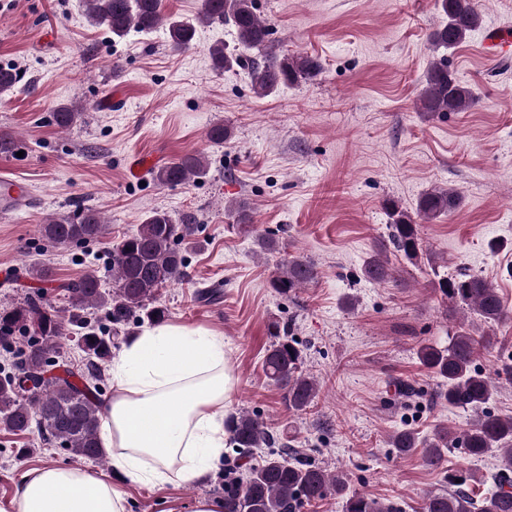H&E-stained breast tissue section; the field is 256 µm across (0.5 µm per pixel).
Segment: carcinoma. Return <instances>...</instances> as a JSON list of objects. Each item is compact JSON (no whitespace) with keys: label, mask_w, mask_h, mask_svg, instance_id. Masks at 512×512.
Returning a JSON list of instances; mask_svg holds the SVG:
<instances>
[{"label":"carcinoma","mask_w":512,"mask_h":512,"mask_svg":"<svg viewBox=\"0 0 512 512\" xmlns=\"http://www.w3.org/2000/svg\"><path fill=\"white\" fill-rule=\"evenodd\" d=\"M445 16L444 23L430 35L435 50H448L462 43L480 27L482 18L475 0H437ZM86 17L93 24H103L114 39L131 31L151 33L164 25L173 50L184 52L196 42L197 27L219 21L235 29L237 47L211 48L210 57L217 71L238 64L237 50H255L252 60V87L259 96L279 88L308 80L320 72L319 62L304 55L269 56L264 53L270 29L267 20L257 13L256 0H200L192 21L176 19L163 13L162 0H83ZM472 89L457 78L440 57L427 70L425 86L419 95V111L429 116L448 112H465L474 105ZM80 112L61 106L54 112L61 128L76 124ZM207 170L200 154H186L177 161L158 167L154 180L163 186L193 182ZM461 197L452 188H433L423 193L410 213L398 201L387 199L384 209L388 218V239L393 255L378 248L363 266L365 278L373 283L395 281L391 257L417 266L422 262L433 267L434 290L453 306H465L487 324L512 318L498 289L488 280L466 272L440 274L436 262L423 248L419 222H430L456 212ZM231 216L238 226L249 231L252 215L245 202L236 203ZM40 232L54 245H81L104 236L106 224L102 213L93 207L76 204L69 215L50 219L40 225ZM192 233V225L176 224L164 211H152L136 232L112 244V287L102 286L94 272L63 286L68 308L52 305L47 293L39 291L22 303L0 307V348L9 349L18 336L26 339L19 351V362L11 368L0 366V426L13 432L36 428L44 444L63 448L74 459L99 460L105 450L98 437L104 415L100 399L104 368L112 359L121 335L132 325L155 324L168 317V310L157 302L163 286L183 275L185 257L175 242ZM313 266L300 259L280 261L271 287L286 295L313 282ZM104 311L108 325L96 329L88 321L89 312ZM274 341L266 351L263 366L267 378L282 394L288 409L305 411L318 392L316 380L303 371L302 351L290 335L289 327L273 324ZM73 339L84 353L85 367L63 369L61 375H48L49 368L59 365L58 349L62 340ZM490 340L474 334L472 327L461 322L448 346L423 345L419 358L424 366L445 383L439 396L448 404L474 412L473 425L458 434L446 427L422 440L411 429H400L389 437L397 456H407L423 449L426 467L443 470L444 449L461 445L469 455L482 458L490 453L502 457L501 467L492 475L494 490L476 499L466 490L474 477L444 470L448 489L427 493L422 512H512V417H500L485 411V405L500 380L512 383V362L498 365L492 375L474 368ZM224 430L240 458L246 459L255 448H267L262 462L253 465L236 483H225L224 512H301V509L330 495H344V481L327 468L310 461L304 450L274 436L263 419L247 411L230 415ZM343 512H398L367 493L354 492L343 500Z\"/></svg>","instance_id":"cac0c4a2"}]
</instances>
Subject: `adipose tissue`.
Masks as SVG:
<instances>
[{
	"label": "adipose tissue",
	"instance_id": "1",
	"mask_svg": "<svg viewBox=\"0 0 512 512\" xmlns=\"http://www.w3.org/2000/svg\"><path fill=\"white\" fill-rule=\"evenodd\" d=\"M235 378L224 338L212 330L162 323L143 329L112 361V399L101 435L110 465L128 483H190L224 454V421ZM11 512H126L119 485L56 463L22 477Z\"/></svg>",
	"mask_w": 512,
	"mask_h": 512
}]
</instances>
